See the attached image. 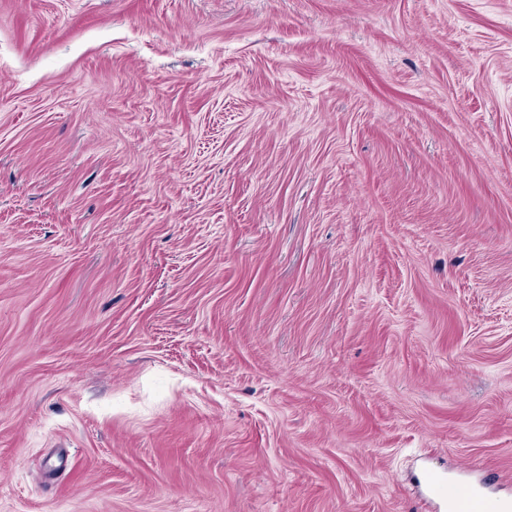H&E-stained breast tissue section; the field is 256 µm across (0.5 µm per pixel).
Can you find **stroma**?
<instances>
[{
	"mask_svg": "<svg viewBox=\"0 0 512 512\" xmlns=\"http://www.w3.org/2000/svg\"><path fill=\"white\" fill-rule=\"evenodd\" d=\"M512 496V0H0V512ZM423 488L425 495L436 503L439 512H457L464 501L475 507L485 502L479 487L448 481V477L442 474L425 473Z\"/></svg>",
	"mask_w": 512,
	"mask_h": 512,
	"instance_id": "obj_1",
	"label": "stroma"
}]
</instances>
